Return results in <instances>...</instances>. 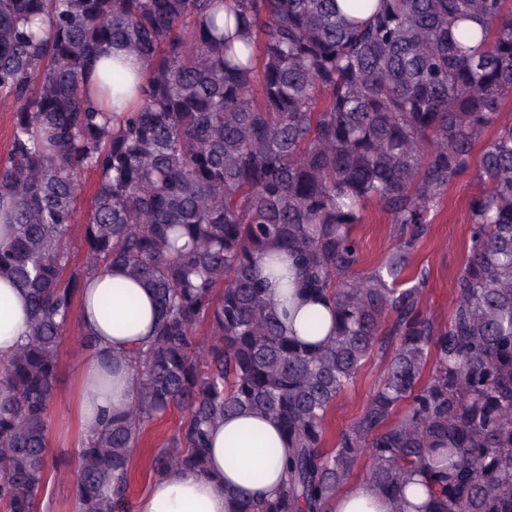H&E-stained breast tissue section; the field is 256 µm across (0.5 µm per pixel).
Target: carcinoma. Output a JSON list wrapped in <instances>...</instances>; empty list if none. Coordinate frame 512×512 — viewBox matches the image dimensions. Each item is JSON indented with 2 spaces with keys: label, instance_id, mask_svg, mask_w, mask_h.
<instances>
[{
  "label": "carcinoma",
  "instance_id": "cac0c4a2",
  "mask_svg": "<svg viewBox=\"0 0 512 512\" xmlns=\"http://www.w3.org/2000/svg\"><path fill=\"white\" fill-rule=\"evenodd\" d=\"M115 43L147 70L116 129L88 86ZM0 100L15 105L0 273L27 289L32 325L0 364L4 512H40L48 495L63 333L87 280L114 270L153 293L160 318L126 355L134 402L81 441L72 512H132L143 426L172 408L158 476L205 473L209 429L229 413L280 424L283 490L235 512H329L362 456L365 480L402 504L421 478L416 512H512V125L499 123L512 0H0ZM471 170L484 189L441 326L409 262ZM85 171L97 189L72 269ZM368 203L400 239L361 274ZM270 279L332 303L326 343L288 335ZM373 355V394L328 441L330 409Z\"/></svg>",
  "mask_w": 512,
  "mask_h": 512
}]
</instances>
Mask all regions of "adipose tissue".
<instances>
[{
	"mask_svg": "<svg viewBox=\"0 0 512 512\" xmlns=\"http://www.w3.org/2000/svg\"><path fill=\"white\" fill-rule=\"evenodd\" d=\"M124 283L123 293L112 287ZM112 297V317L100 315V300ZM266 297L274 308L290 310L288 333L304 342L321 343L331 331V313L310 299L285 301L281 288L269 284ZM322 326L309 334L311 315ZM80 324L90 330L97 350L78 369V386L71 399L79 432L88 435L110 416L124 414L135 396V385L124 360L129 350L148 342L158 322V308L149 290L125 280L123 274L89 279L77 310ZM31 333L27 300L6 275H0V363L9 360ZM210 459L206 474H176L156 478L134 505V512H234L236 496L278 495L288 454L277 423L269 416L242 411L225 416L210 430ZM395 500L371 484L359 481L337 494L331 512H396Z\"/></svg>",
	"mask_w": 512,
	"mask_h": 512,
	"instance_id": "ef3b65f1",
	"label": "adipose tissue"
}]
</instances>
